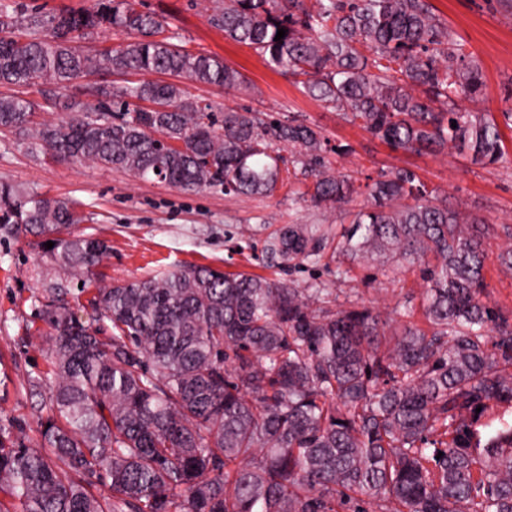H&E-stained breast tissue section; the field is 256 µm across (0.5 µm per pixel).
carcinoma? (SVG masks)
<instances>
[{
	"label": "carcinoma",
	"mask_w": 512,
	"mask_h": 512,
	"mask_svg": "<svg viewBox=\"0 0 512 512\" xmlns=\"http://www.w3.org/2000/svg\"><path fill=\"white\" fill-rule=\"evenodd\" d=\"M209 22L395 151L512 161L501 133L512 108L499 123L459 106L482 98L483 74L428 0H220ZM107 29L128 42L74 45ZM100 72L124 84L58 124L1 95L0 130L33 154L187 192L268 196L286 172L308 181L295 200L315 207L363 194L336 246L322 224H284L266 256L293 269L334 263L338 283L351 272L338 256L416 266L425 326L407 300L383 319L337 305L324 281L208 266L100 286L111 247L75 231L89 220L82 204L1 180L0 239L41 238L55 273L41 279L50 370L30 381L48 388L49 415L31 446L0 427L11 495L0 512H512V421H484L512 408V317L488 300L485 221L410 168L359 184L329 160L351 148L295 115L216 116L181 80L230 89L242 73L173 42L138 0L56 14L0 0L1 86L47 97Z\"/></svg>",
	"instance_id": "carcinoma-1"
}]
</instances>
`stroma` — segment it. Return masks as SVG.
<instances>
[{
	"instance_id": "35a3bbf8",
	"label": "stroma",
	"mask_w": 512,
	"mask_h": 512,
	"mask_svg": "<svg viewBox=\"0 0 512 512\" xmlns=\"http://www.w3.org/2000/svg\"><path fill=\"white\" fill-rule=\"evenodd\" d=\"M434 12L480 64L485 80L481 111L499 115L512 108V14L497 0H430ZM211 0H140V8L162 15L167 30L185 49L217 55L245 77L239 87L219 89L186 82L189 94L214 109H259L277 118L295 113L323 128L332 141L350 145L337 165L348 171L377 173L409 167L429 186L447 195L450 206L499 227L512 226V163L486 167L454 151L438 155L394 152L360 127L303 93L287 76L268 67L251 48L225 39L208 21ZM100 77L74 80L56 90L39 112L40 121L57 123L68 106L97 99L89 86ZM34 187L59 199L80 201L92 213L84 233L109 241L112 252L100 268L104 283L143 279L183 265H208L227 273L249 272L287 277L280 262L261 252L264 240L283 224L344 222L343 211L296 203L287 188L270 196H227L205 190L186 193L158 180L91 163H67L26 152L12 134L0 133V180ZM505 243L497 233L485 241L489 299L512 315V271L502 270L497 255ZM37 250L29 237L0 242V425L38 438V422L48 409L30 396L28 381L44 376L48 362L36 328L42 327L40 285L34 277ZM376 274L368 284L366 273ZM360 304L388 313L404 299L420 303L418 270L373 257L368 267H353L349 282Z\"/></svg>"
}]
</instances>
